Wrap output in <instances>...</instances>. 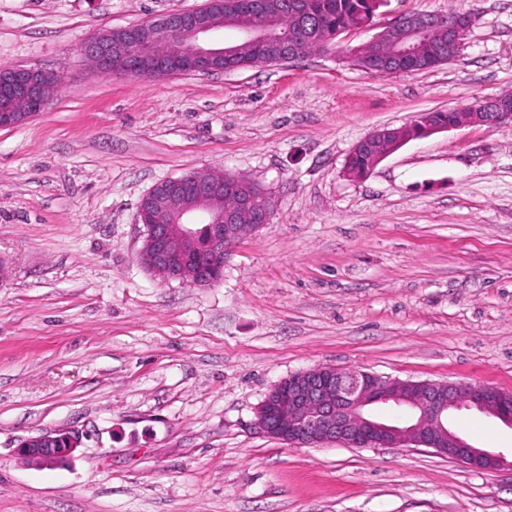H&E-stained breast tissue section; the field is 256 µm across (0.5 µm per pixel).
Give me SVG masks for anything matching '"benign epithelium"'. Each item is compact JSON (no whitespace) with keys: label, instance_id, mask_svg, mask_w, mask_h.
<instances>
[{"label":"benign epithelium","instance_id":"obj_1","mask_svg":"<svg viewBox=\"0 0 512 512\" xmlns=\"http://www.w3.org/2000/svg\"><path fill=\"white\" fill-rule=\"evenodd\" d=\"M214 0L191 10L118 29L99 31L79 46V53L99 70L116 72V58H134L141 77L224 71V55L256 43H277L280 60L292 59L293 36L280 23L248 20L244 44L226 46L212 39L223 26ZM473 16L459 12L445 18L433 13H407L385 24L373 40L388 36L397 59L416 56L420 46L448 21V41L467 34ZM56 75L45 69L0 67V127H19L50 103ZM419 137L464 126H512V109L487 99L478 112H461L453 124H437L417 115ZM386 132L376 129L361 138L351 153L369 149L372 166L396 151L385 146ZM225 174L195 172L190 179L168 178L156 183L139 201L136 222L145 233L137 252L141 265L166 280L209 288L222 279L224 243H235L269 223L271 195L246 192L234 206L224 204ZM512 392L466 382L411 381L379 376L361 369L318 366L288 376L275 385L259 407L258 424L272 437L299 447L433 448L472 469H512L500 452L474 446L448 427V414L468 409L485 413L512 428ZM82 444L77 432L58 430L24 440L19 455L39 467L68 465Z\"/></svg>","mask_w":512,"mask_h":512}]
</instances>
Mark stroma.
I'll return each mask as SVG.
<instances>
[{"label":"stroma","mask_w":512,"mask_h":512,"mask_svg":"<svg viewBox=\"0 0 512 512\" xmlns=\"http://www.w3.org/2000/svg\"><path fill=\"white\" fill-rule=\"evenodd\" d=\"M205 0H0V67L59 78L44 112L0 128V512H512V471L431 448L293 447L257 426L267 393L317 366L512 392V126L410 141L361 180L355 143L418 113L512 93V0H385L474 9L458 55L379 74L340 54L156 79L82 58L90 35ZM251 179L269 224L221 282L145 271L140 198L195 171ZM450 426L512 452L477 411ZM83 433L72 464L20 443Z\"/></svg>","instance_id":"obj_1"}]
</instances>
